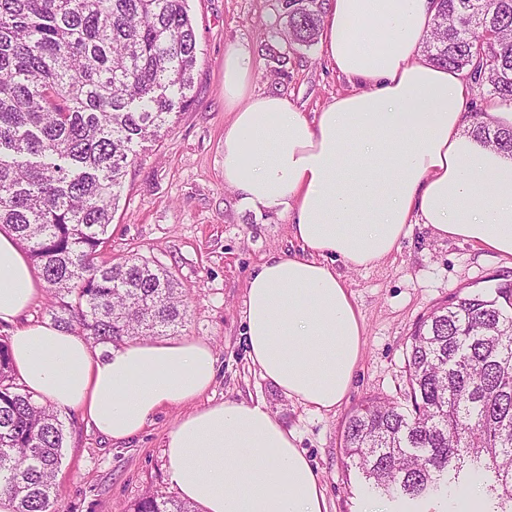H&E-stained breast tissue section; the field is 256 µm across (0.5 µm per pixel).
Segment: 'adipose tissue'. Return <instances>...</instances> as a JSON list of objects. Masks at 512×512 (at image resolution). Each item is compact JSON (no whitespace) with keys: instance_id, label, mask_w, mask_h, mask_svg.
Masks as SVG:
<instances>
[{"instance_id":"adipose-tissue-1","label":"adipose tissue","mask_w":512,"mask_h":512,"mask_svg":"<svg viewBox=\"0 0 512 512\" xmlns=\"http://www.w3.org/2000/svg\"><path fill=\"white\" fill-rule=\"evenodd\" d=\"M438 0H331L322 45L358 84L308 120L288 98L248 96L250 58L224 52V183L256 212L283 211L303 256L272 257L248 279L247 356L290 399L330 412L350 392L363 322L337 262L384 261L414 225L512 260V155L467 133L463 72L421 51ZM43 283L0 230V323L25 389L79 410L115 442L165 406L193 404L164 443L168 477L202 512H326L296 436L262 403L197 406L212 388L210 343L140 341L101 354L52 325L17 326Z\"/></svg>"}]
</instances>
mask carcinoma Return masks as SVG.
Returning <instances> with one entry per match:
<instances>
[{
    "mask_svg": "<svg viewBox=\"0 0 512 512\" xmlns=\"http://www.w3.org/2000/svg\"><path fill=\"white\" fill-rule=\"evenodd\" d=\"M290 36L313 42L318 0H283ZM188 0H0V226L54 293L56 324L116 344L177 331L182 291L138 256L98 260L136 146L192 103L198 64ZM512 105V0H439L424 42ZM471 134L512 155V129ZM411 408L370 397L348 417L345 456L368 488L415 505L470 468L512 512V280L462 289L417 323L407 348ZM64 422L12 381L0 343V495L14 512H60ZM136 512H195L163 495Z\"/></svg>",
    "mask_w": 512,
    "mask_h": 512,
    "instance_id": "carcinoma-1",
    "label": "carcinoma"
}]
</instances>
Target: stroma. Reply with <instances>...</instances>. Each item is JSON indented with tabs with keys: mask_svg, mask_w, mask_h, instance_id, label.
Listing matches in <instances>:
<instances>
[{
	"mask_svg": "<svg viewBox=\"0 0 512 512\" xmlns=\"http://www.w3.org/2000/svg\"><path fill=\"white\" fill-rule=\"evenodd\" d=\"M197 26L194 102L174 116L164 135L138 149L127 169L120 206L103 258L137 255L169 271L183 290L186 318L178 339L214 349L212 401L263 403L294 431L325 490L326 512H401L402 505L370 492L347 469L340 448L350 412L370 395L405 400L406 344L415 323L465 286L487 288L512 278V265L471 243L442 239L414 226L399 250L379 265L341 266L364 323V345L352 389L330 412L288 399L247 357L244 298L256 267L274 254L298 255L288 216L243 207L224 185V50L245 48L255 94L287 97L307 118L355 87L321 50L291 41L281 0H188ZM185 405L156 412L137 436L112 442L80 413L62 410L65 442L57 493L62 512H133L150 493L174 495L163 442Z\"/></svg>",
	"mask_w": 512,
	"mask_h": 512,
	"instance_id": "1",
	"label": "stroma"
}]
</instances>
